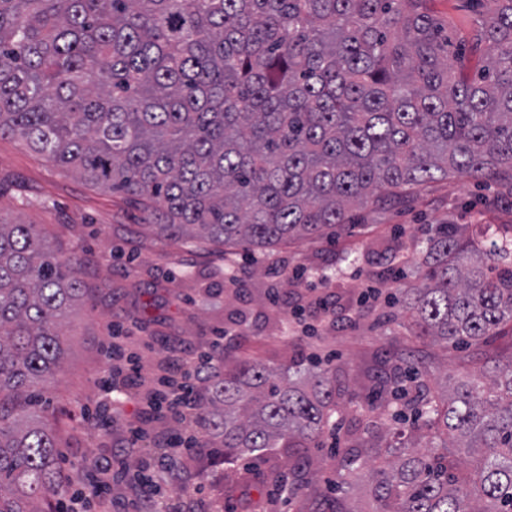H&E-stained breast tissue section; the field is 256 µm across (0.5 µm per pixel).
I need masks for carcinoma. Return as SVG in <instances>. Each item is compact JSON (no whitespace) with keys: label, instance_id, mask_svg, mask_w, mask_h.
<instances>
[{"label":"carcinoma","instance_id":"obj_1","mask_svg":"<svg viewBox=\"0 0 512 512\" xmlns=\"http://www.w3.org/2000/svg\"><path fill=\"white\" fill-rule=\"evenodd\" d=\"M427 0H0V138L151 212L158 234L269 250L336 236L351 209L460 175L512 194V0H477L466 56ZM512 235L438 224L423 285L403 289L414 335L480 345L512 337ZM82 263L57 262L33 224L0 218V512H54L67 483L38 387L62 359ZM382 368L394 394L385 447L343 457L348 491L370 474L366 512H512V357L431 388ZM264 365L216 363L200 396L201 448L224 464L311 440L334 425L326 368L308 393ZM315 489L308 464L279 492Z\"/></svg>","mask_w":512,"mask_h":512}]
</instances>
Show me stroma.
Instances as JSON below:
<instances>
[{
  "label": "stroma",
  "instance_id": "1",
  "mask_svg": "<svg viewBox=\"0 0 512 512\" xmlns=\"http://www.w3.org/2000/svg\"><path fill=\"white\" fill-rule=\"evenodd\" d=\"M427 8L453 37L472 42L477 9L465 0H428ZM497 202L484 209L485 200ZM0 216L38 225L59 261L84 263L82 298L64 327L65 356L42 389L44 415L57 425L55 443L65 476L88 484L98 459L112 460V497L91 512H126L161 456L174 454L179 475L160 476L154 495L164 512H240L250 490L254 512H325L339 496L340 462L348 434L366 436L365 412L373 395L365 379L375 358L392 346L429 353V383L444 388L461 366L483 353L512 356V339L452 350L413 336L401 307V291L419 283L418 265L426 234L436 224H458L480 238L489 224L512 226V198L490 182L456 176L430 183L405 198L358 212L357 225L333 239L294 240L269 254L203 242L182 246L160 238L142 209L124 195L98 189L59 168L19 139L0 138ZM287 294L293 306L316 319L315 301L332 294L337 321L306 336L296 331L292 308L270 301ZM127 335L126 359L140 369L125 385L124 361L109 362L104 347L114 327ZM224 341V361L260 362L279 373L302 375L331 368L339 390L337 429H328L305 448H273L239 460L232 471L199 450L170 452L180 430L196 431V411L186 422L149 405L158 377L186 350L211 351ZM111 371L121 392L102 426L99 379ZM142 438L132 441V430ZM312 459L320 494L295 499L275 493L274 477L299 458Z\"/></svg>",
  "mask_w": 512,
  "mask_h": 512
}]
</instances>
